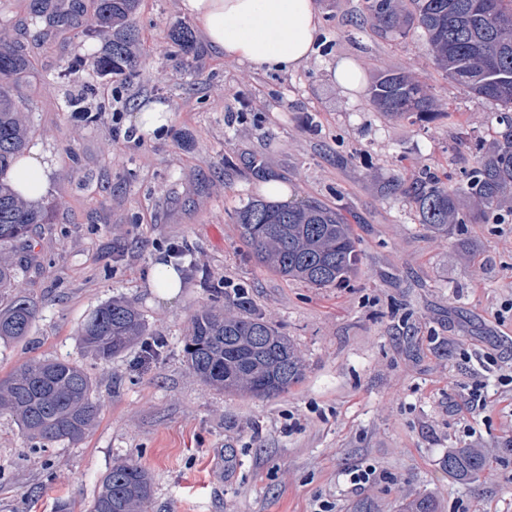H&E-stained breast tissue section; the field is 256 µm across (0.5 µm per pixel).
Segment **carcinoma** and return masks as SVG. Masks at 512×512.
I'll list each match as a JSON object with an SVG mask.
<instances>
[{"instance_id": "cac0c4a2", "label": "carcinoma", "mask_w": 512, "mask_h": 512, "mask_svg": "<svg viewBox=\"0 0 512 512\" xmlns=\"http://www.w3.org/2000/svg\"><path fill=\"white\" fill-rule=\"evenodd\" d=\"M139 0H99L90 32L106 37L101 55L72 60L59 79L92 67L97 76L135 71ZM58 16L38 11L30 19L40 38ZM361 27L385 39L418 30L435 64L449 79L479 98L503 107L492 140L475 142V163L453 181L425 171L407 182H389L387 193L410 206L431 232L463 230L467 224L512 220V0H363ZM171 53L193 48L188 26L168 33ZM26 61L0 39V341L29 335L36 302L13 291L27 261L8 251L31 248L34 224L50 223L49 211L35 210L13 193L6 174L25 147L29 128L16 85ZM372 103L388 117L429 123L451 112L437 109L425 87L402 72L380 74L369 89ZM233 223L249 253L285 280L312 288H338L356 275L359 243L347 219L320 203L283 205L252 200L238 208ZM211 304L191 319L184 352L189 368L207 385L224 392L267 397L288 392L304 375V363L285 333L257 312L243 286L206 283ZM148 335L134 303L112 299L92 312L78 330L82 350L101 361L125 352ZM12 417L29 439L48 445L78 443L99 414L87 370L59 360L31 361L0 378V415ZM491 460L482 448H452L443 460L448 474L478 481ZM152 479L136 462L122 461L103 476L91 512H143ZM400 512H439L432 495L405 501Z\"/></svg>"}]
</instances>
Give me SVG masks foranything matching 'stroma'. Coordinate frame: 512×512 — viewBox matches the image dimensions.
Here are the masks:
<instances>
[{
    "label": "stroma",
    "mask_w": 512,
    "mask_h": 512,
    "mask_svg": "<svg viewBox=\"0 0 512 512\" xmlns=\"http://www.w3.org/2000/svg\"><path fill=\"white\" fill-rule=\"evenodd\" d=\"M45 0H0V37L28 68L18 87L30 148L54 172L44 199L51 221L35 225L33 260L16 287L39 314L29 336L0 343V377L35 359H68L93 377L100 412L77 444L33 447L0 416V512H90L103 475L123 459L153 479L148 512H398L431 494L440 512H512V224H471L449 235L423 230L388 197L393 178L418 170L451 176L470 168L466 137L498 128L496 102L468 94L435 67L423 38L382 39L358 25L362 0H315L321 34L312 57L273 73L220 56L199 26L195 53L179 61L166 34L187 21L182 0H141L134 17L137 66L127 80L69 82L57 72L93 59L102 38L87 30L97 0H52L65 17L34 41L32 14ZM363 69L344 94L336 62ZM425 85L454 122L397 121L366 91L381 71ZM110 99L85 122L81 111ZM168 106L164 134L127 138L141 100ZM122 113L113 122V113ZM292 203L340 209L359 240L357 276L311 288L255 264L234 211L261 197L268 179ZM182 246L174 258L170 245ZM173 262L183 288L162 301L148 288L153 259ZM246 286L257 311L286 333L305 364L299 383L269 398L210 389L189 370L184 338L209 306L204 280ZM133 300L158 354L136 345L99 361L78 329L101 304ZM488 385L486 409L464 397ZM452 448L492 457L479 481L449 476ZM370 471L369 480H351Z\"/></svg>",
    "instance_id": "stroma-1"
}]
</instances>
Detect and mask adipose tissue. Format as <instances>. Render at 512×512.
Segmentation results:
<instances>
[{"mask_svg":"<svg viewBox=\"0 0 512 512\" xmlns=\"http://www.w3.org/2000/svg\"><path fill=\"white\" fill-rule=\"evenodd\" d=\"M209 44L224 58L270 72L298 68L314 51L320 17L314 0H183ZM52 169L36 150L24 154L9 179L20 196L40 202Z\"/></svg>","mask_w":512,"mask_h":512,"instance_id":"ef3b65f1","label":"adipose tissue"}]
</instances>
